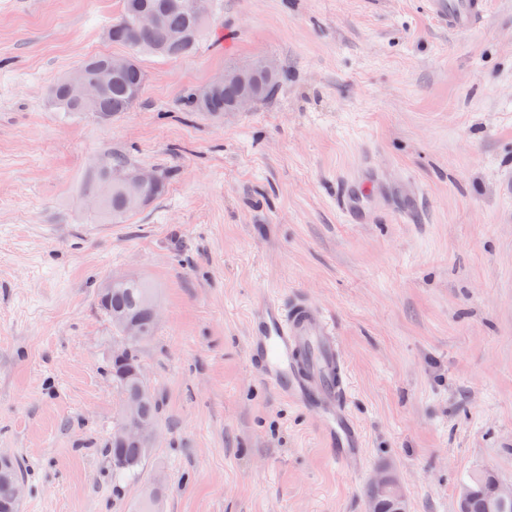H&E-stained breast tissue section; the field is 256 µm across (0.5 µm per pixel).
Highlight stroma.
Instances as JSON below:
<instances>
[{
  "instance_id": "35a3bbf8",
  "label": "stroma",
  "mask_w": 512,
  "mask_h": 512,
  "mask_svg": "<svg viewBox=\"0 0 512 512\" xmlns=\"http://www.w3.org/2000/svg\"><path fill=\"white\" fill-rule=\"evenodd\" d=\"M218 2L198 49L142 58L138 102L102 124L48 93L89 56L128 55L103 34L121 0H0V460L25 471L19 512H133L158 476L163 512H366L383 470L408 512H458L479 470L512 484V0L463 35L421 0ZM261 56L283 71L270 99L184 110ZM110 150L168 173L120 224L87 192ZM368 166L367 221L344 223L339 180ZM113 278L152 282L160 311L141 345L160 438L118 489L115 333L94 297ZM261 291L331 315L357 472L250 366Z\"/></svg>"
}]
</instances>
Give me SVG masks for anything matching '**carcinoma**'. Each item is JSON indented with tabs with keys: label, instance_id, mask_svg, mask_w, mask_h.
Here are the masks:
<instances>
[{
	"label": "carcinoma",
	"instance_id": "1",
	"mask_svg": "<svg viewBox=\"0 0 512 512\" xmlns=\"http://www.w3.org/2000/svg\"><path fill=\"white\" fill-rule=\"evenodd\" d=\"M190 0H123L120 14L105 29L108 41L121 44L134 53H145L165 59H177L191 54L202 36L207 23L199 21L189 6ZM149 13L157 22L148 27L137 23L139 15ZM182 33L175 40L173 33ZM110 55H97L87 58L82 68L87 78L94 79L99 71L109 67ZM146 73L138 58H133L132 66L119 74L112 75L111 82L89 101L73 100L67 90L68 77L57 81L49 91V104L59 112H78L100 123H108L123 112L130 111L139 100L145 84ZM241 94L234 84H223L209 96L201 95V90L189 89L183 95V105L188 112H203L213 118L224 117L232 103ZM134 165L122 154L107 153L92 163L89 172V196L97 202V212L114 224L135 210L119 175ZM112 183L111 191L101 194L102 186ZM154 301L156 289L143 279L125 278L108 288L97 291V305L105 314L116 332H121V323L132 322L141 329L142 339L153 334L157 317ZM139 341L129 345L124 359L109 361V374L112 383L119 389L121 401L138 399V413L146 421L159 422L161 405L156 393L138 397L136 372L141 365ZM106 456L112 473V485L140 478L148 457V449L134 436H119L112 433L106 444ZM24 472L12 462L0 463V512H18V504L13 499L14 485L22 482ZM491 473L483 471L469 477L471 496L466 512H488L490 503ZM161 492L153 487L145 491L137 502L136 512H160Z\"/></svg>",
	"mask_w": 512,
	"mask_h": 512
}]
</instances>
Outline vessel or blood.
Listing matches in <instances>:
<instances>
[{"mask_svg":"<svg viewBox=\"0 0 512 512\" xmlns=\"http://www.w3.org/2000/svg\"><path fill=\"white\" fill-rule=\"evenodd\" d=\"M442 27L465 34L485 23L487 0H422ZM369 181L341 183L336 206L347 223L364 221L363 197ZM247 355L258 376L283 400L320 412L319 431L338 452L341 466L359 459L361 431L345 405L347 376L337 357L336 334L329 315L303 296L281 302L255 295L249 306Z\"/></svg>","mask_w":512,"mask_h":512,"instance_id":"vessel-or-blood-1","label":"vessel or blood"}]
</instances>
